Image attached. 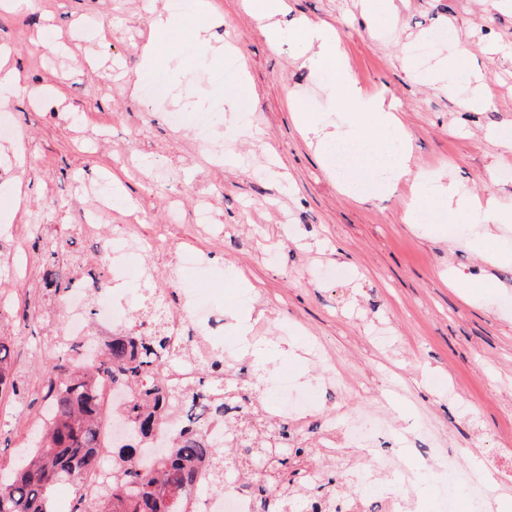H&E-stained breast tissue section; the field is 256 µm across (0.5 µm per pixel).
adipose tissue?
I'll return each instance as SVG.
<instances>
[{"label":"adipose tissue","instance_id":"1","mask_svg":"<svg viewBox=\"0 0 512 512\" xmlns=\"http://www.w3.org/2000/svg\"><path fill=\"white\" fill-rule=\"evenodd\" d=\"M213 20L210 0H192L179 14L160 10L153 24L159 38L139 47L140 65L127 76L128 88H137L143 77L157 72L166 47L165 35L188 28L201 39ZM291 36L304 47L307 66L328 75L327 107L338 109L348 103L355 107L347 114L345 124L331 131L321 126L313 113L301 108L295 111L296 121L317 140L327 171L342 188L355 200L370 201L386 199L399 185H406L410 200L404 223L414 225L427 239L441 240L448 225L456 223L459 216H470L472 222L459 238V245L474 251L483 261L512 263V206L492 196L480 199L455 181H443L438 172L414 168L403 122L383 94L369 92L353 82L329 25L301 19L294 24ZM252 316L250 308L239 310L234 329L245 352L257 363L294 354L296 344L292 341L284 346L249 342Z\"/></svg>","mask_w":512,"mask_h":512}]
</instances>
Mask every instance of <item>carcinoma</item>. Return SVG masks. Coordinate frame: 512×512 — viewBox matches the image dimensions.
Wrapping results in <instances>:
<instances>
[{"instance_id":"1","label":"carcinoma","mask_w":512,"mask_h":512,"mask_svg":"<svg viewBox=\"0 0 512 512\" xmlns=\"http://www.w3.org/2000/svg\"><path fill=\"white\" fill-rule=\"evenodd\" d=\"M64 242L57 240L44 249L48 270L46 280L54 292L64 294L72 283L54 277V266ZM168 354V340L160 332L152 336L115 334L104 351L81 370L70 367V358L61 354L43 372V386L50 411L36 447L16 460V467L0 478V512H50L48 487L59 480L80 485L83 476L99 467L105 450L98 439L99 412L94 399L98 380L110 378L128 392L123 407L132 425L129 442L119 446L110 477L96 502L79 496L72 512H163L152 486L160 484L190 487L178 512H186L197 484L208 464H221L228 470L239 459L252 455L255 441L250 382L238 376L235 383H224V394H212L211 385L219 363H204L195 387L172 390L160 366ZM20 394L13 370L7 336L0 334V395ZM174 411L182 428L174 434L162 461L148 471H138L133 458L148 447L163 429L168 411ZM268 428L267 471L244 477L242 487L253 498L254 512H281L290 498L305 493L306 512H345L343 500L335 496L330 483H319L303 474L298 478L281 472L285 462L279 448L288 441V421L270 419Z\"/></svg>"}]
</instances>
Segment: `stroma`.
Instances as JSON below:
<instances>
[{"label": "stroma", "instance_id": "1", "mask_svg": "<svg viewBox=\"0 0 512 512\" xmlns=\"http://www.w3.org/2000/svg\"><path fill=\"white\" fill-rule=\"evenodd\" d=\"M167 2L29 0L19 10L0 8L7 67L44 90L0 106L8 120L0 135V329L12 338L13 369L25 387L22 397H0V431L11 442L0 467H12L34 438L43 368L60 350L53 331L65 301L42 278L43 247L58 238L65 243L58 268L123 288L128 329L157 292L176 310L205 300L228 327L241 305L251 306L264 313L253 335L270 344L294 340V357L249 366L261 412L280 397L272 375L285 370L294 378L311 452L291 458V469L335 473L340 496L402 508L406 489L374 476L360 449L342 444L329 457L318 449L337 401L357 417L388 396L416 447H429L435 436L447 441L438 470L425 472L432 491L423 512H441L450 497L457 512L512 504V472L493 465L512 445V265L487 267L468 249L420 237L402 221L406 188L365 203L342 193L291 107L299 102L327 128L340 124L341 111L325 106L326 76L307 67L292 39L267 41L244 0H216L222 18L209 45L174 36L162 70L130 96L124 77L138 68L137 49ZM287 3L283 30L302 17L335 28L351 79L393 102L417 166L448 167L479 196L512 202V151L494 141L512 133V0L498 8L487 0H400L387 22L364 16L362 0ZM39 31L55 49L36 43ZM214 45L232 49L245 82L222 70ZM461 51L467 70L453 91L418 80ZM77 56L89 60L88 69H75ZM183 66L193 70L191 83L172 75ZM477 84L487 106L464 107ZM158 85L172 102L152 100ZM215 101L223 109L212 113L209 137L232 142L233 167L217 165L193 123ZM246 127L254 138L243 137ZM271 156L286 179L267 176ZM102 181L112 187V205L96 229L83 231ZM203 196L210 228L196 222ZM118 229L145 246L120 277L103 253ZM185 249L202 256V268L182 266ZM452 270L492 276L487 304L449 287ZM381 327L391 345L376 341ZM311 342L321 344L320 360L306 358Z\"/></svg>", "mask_w": 512, "mask_h": 512}]
</instances>
